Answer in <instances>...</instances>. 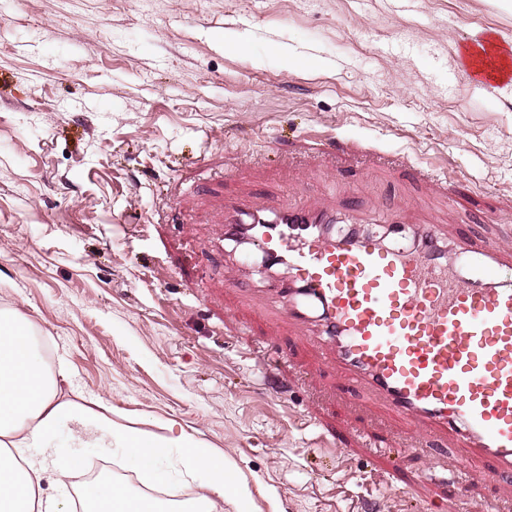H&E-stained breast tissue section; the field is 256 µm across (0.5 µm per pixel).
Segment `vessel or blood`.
Returning a JSON list of instances; mask_svg holds the SVG:
<instances>
[{
	"instance_id": "vessel-or-blood-1",
	"label": "vessel or blood",
	"mask_w": 512,
	"mask_h": 512,
	"mask_svg": "<svg viewBox=\"0 0 512 512\" xmlns=\"http://www.w3.org/2000/svg\"><path fill=\"white\" fill-rule=\"evenodd\" d=\"M471 82L512 81V37L463 44ZM326 209L268 197L224 209V236L266 259L262 311L306 328L332 350L346 387L365 386L416 431L452 433L467 460L512 483V247L463 233L444 242L420 225L415 245L330 231ZM476 278L448 276V257Z\"/></svg>"
}]
</instances>
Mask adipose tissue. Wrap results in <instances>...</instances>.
I'll return each instance as SVG.
<instances>
[{
  "mask_svg": "<svg viewBox=\"0 0 512 512\" xmlns=\"http://www.w3.org/2000/svg\"><path fill=\"white\" fill-rule=\"evenodd\" d=\"M35 333L31 320L0 312V512H69L42 487L48 475L57 486H65L80 465L79 458L49 445L64 421L70 424V443L97 447L116 439L138 467L157 470L167 454L166 443L133 429H115L107 407L93 411L59 397L35 351ZM181 448L192 486L182 498L162 508L107 483L84 489V507L90 512H213L215 497L228 493L248 503V487L225 469L223 459L188 437Z\"/></svg>",
  "mask_w": 512,
  "mask_h": 512,
  "instance_id": "ef3b65f1",
  "label": "adipose tissue"
}]
</instances>
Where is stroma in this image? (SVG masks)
<instances>
[{"instance_id": "35a3bbf8", "label": "stroma", "mask_w": 512, "mask_h": 512, "mask_svg": "<svg viewBox=\"0 0 512 512\" xmlns=\"http://www.w3.org/2000/svg\"><path fill=\"white\" fill-rule=\"evenodd\" d=\"M495 29L512 0H9L0 310L35 324L60 395L202 442L251 512H512L450 439L338 400L325 349L244 300L260 281L216 248L226 197L272 193L512 244V89L457 55ZM54 442L132 494L181 484L172 457L155 475L118 442Z\"/></svg>"}]
</instances>
